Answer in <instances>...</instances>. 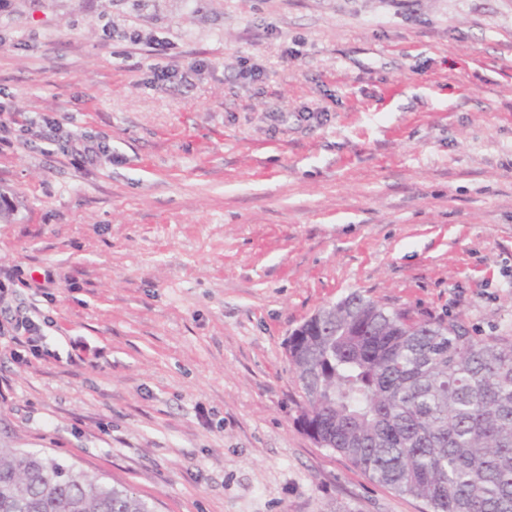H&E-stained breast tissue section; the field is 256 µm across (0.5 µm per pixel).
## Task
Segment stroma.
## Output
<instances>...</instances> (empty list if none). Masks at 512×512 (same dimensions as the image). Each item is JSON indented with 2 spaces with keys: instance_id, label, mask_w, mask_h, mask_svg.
<instances>
[{
  "instance_id": "1",
  "label": "stroma",
  "mask_w": 512,
  "mask_h": 512,
  "mask_svg": "<svg viewBox=\"0 0 512 512\" xmlns=\"http://www.w3.org/2000/svg\"><path fill=\"white\" fill-rule=\"evenodd\" d=\"M0 106V446L155 512H429L304 431L287 343L353 291L512 334V0H0Z\"/></svg>"
}]
</instances>
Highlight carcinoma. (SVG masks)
Listing matches in <instances>:
<instances>
[{
	"mask_svg": "<svg viewBox=\"0 0 512 512\" xmlns=\"http://www.w3.org/2000/svg\"><path fill=\"white\" fill-rule=\"evenodd\" d=\"M307 434L430 512H512V336L352 292L288 338ZM0 512H154L131 488L0 447Z\"/></svg>",
	"mask_w": 512,
	"mask_h": 512,
	"instance_id": "carcinoma-1",
	"label": "carcinoma"
}]
</instances>
